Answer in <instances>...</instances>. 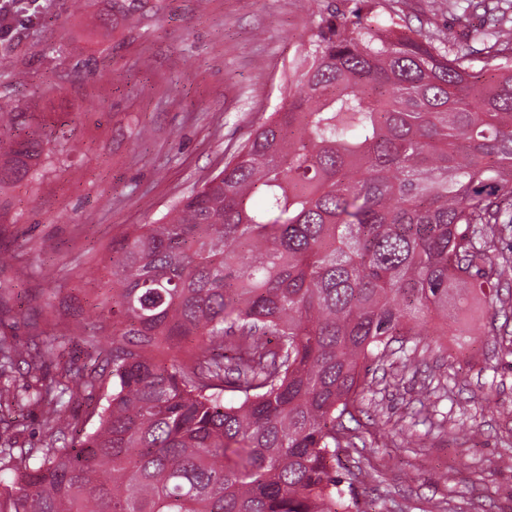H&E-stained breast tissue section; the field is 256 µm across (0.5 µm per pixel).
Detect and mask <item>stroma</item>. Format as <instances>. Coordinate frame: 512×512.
I'll return each instance as SVG.
<instances>
[{
  "mask_svg": "<svg viewBox=\"0 0 512 512\" xmlns=\"http://www.w3.org/2000/svg\"><path fill=\"white\" fill-rule=\"evenodd\" d=\"M41 16L0 44V111L23 123L0 145L42 142L34 172L0 189V250L18 255L0 281L22 302L66 284L63 321L108 293L114 236L152 224L199 186L279 107L307 22L321 0H39ZM419 38L460 34L448 0H379ZM488 314L473 303L461 336L427 322L425 372L404 352L373 370L363 399L366 448L341 454L360 471L361 512H512V354L468 335ZM431 390L421 399V385Z\"/></svg>",
  "mask_w": 512,
  "mask_h": 512,
  "instance_id": "35a3bbf8",
  "label": "stroma"
}]
</instances>
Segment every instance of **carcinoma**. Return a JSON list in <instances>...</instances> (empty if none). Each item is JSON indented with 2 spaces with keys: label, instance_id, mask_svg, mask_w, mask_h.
<instances>
[{
  "label": "carcinoma",
  "instance_id": "1",
  "mask_svg": "<svg viewBox=\"0 0 512 512\" xmlns=\"http://www.w3.org/2000/svg\"><path fill=\"white\" fill-rule=\"evenodd\" d=\"M352 2L324 0L220 171L112 238L111 341L49 332L58 288L19 343L0 285V401L44 433L0 428V512H352L336 463L362 439V365L427 315L446 336L472 299L512 307V0H468L485 24L453 42ZM11 154L0 185L36 156ZM477 333L512 352L495 317ZM41 414L39 410H31L25 413L24 417V433L22 440L25 441L26 447L39 446L42 443Z\"/></svg>",
  "mask_w": 512,
  "mask_h": 512
}]
</instances>
